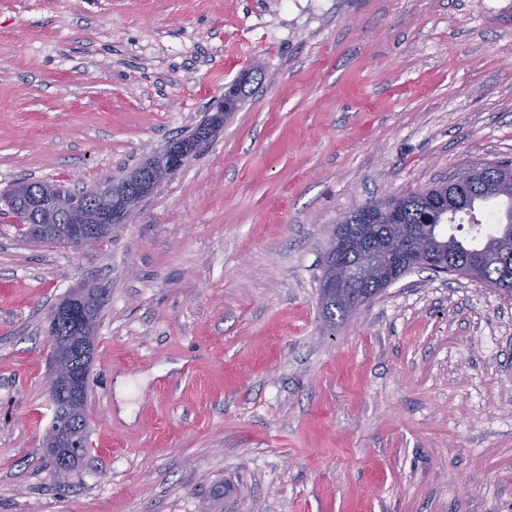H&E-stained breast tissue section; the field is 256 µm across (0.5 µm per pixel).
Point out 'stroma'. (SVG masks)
Masks as SVG:
<instances>
[{
  "label": "stroma",
  "mask_w": 512,
  "mask_h": 512,
  "mask_svg": "<svg viewBox=\"0 0 512 512\" xmlns=\"http://www.w3.org/2000/svg\"><path fill=\"white\" fill-rule=\"evenodd\" d=\"M246 73L110 241L18 231L21 178L92 190ZM509 160L512 0H0V512H512V300L424 270L319 305L345 213ZM88 280L62 481L47 318ZM67 445L69 448H81L76 441V436L72 431L70 434H59L54 435L50 442V447L45 448L47 454L52 458L55 471L58 467L59 461L64 459L68 461V469L69 474L74 471L78 466L81 460H78L75 456L71 455L66 448H58L60 446Z\"/></svg>",
  "instance_id": "stroma-1"
}]
</instances>
